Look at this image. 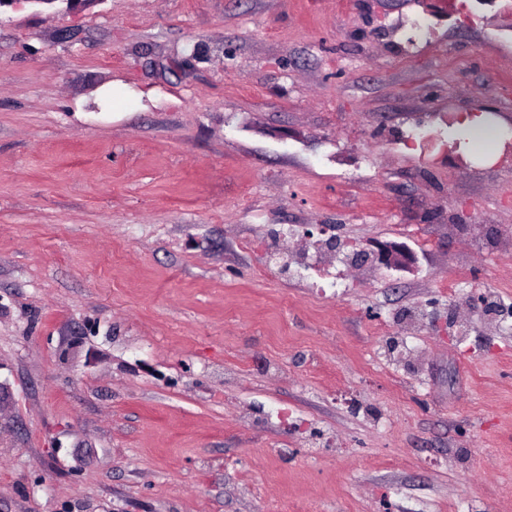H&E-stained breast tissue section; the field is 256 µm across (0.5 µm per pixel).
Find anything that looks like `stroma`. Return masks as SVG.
Instances as JSON below:
<instances>
[{
	"label": "stroma",
	"mask_w": 512,
	"mask_h": 512,
	"mask_svg": "<svg viewBox=\"0 0 512 512\" xmlns=\"http://www.w3.org/2000/svg\"><path fill=\"white\" fill-rule=\"evenodd\" d=\"M475 109L512 128L498 0L0 9V512H512ZM354 258H370L378 264L380 268L388 271H408L415 264V257L402 244L395 242L378 241L373 245V249L358 250L354 253Z\"/></svg>",
	"instance_id": "1"
}]
</instances>
